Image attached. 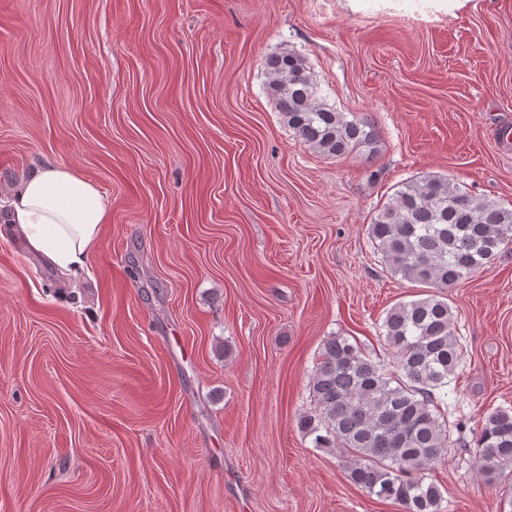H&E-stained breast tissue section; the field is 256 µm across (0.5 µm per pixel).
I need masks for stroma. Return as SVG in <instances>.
Here are the masks:
<instances>
[{
	"mask_svg": "<svg viewBox=\"0 0 512 512\" xmlns=\"http://www.w3.org/2000/svg\"><path fill=\"white\" fill-rule=\"evenodd\" d=\"M302 56L374 152L301 143L262 62ZM512 0H0V203L78 170L111 221L79 274L18 254L0 206V512H400L299 426L325 341L391 362L427 286L370 241L402 182L512 205ZM464 354L428 473L441 512H512L476 472L512 405V246L447 291Z\"/></svg>",
	"mask_w": 512,
	"mask_h": 512,
	"instance_id": "35a3bbf8",
	"label": "stroma"
}]
</instances>
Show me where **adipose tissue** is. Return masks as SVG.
Instances as JSON below:
<instances>
[{
  "mask_svg": "<svg viewBox=\"0 0 512 512\" xmlns=\"http://www.w3.org/2000/svg\"><path fill=\"white\" fill-rule=\"evenodd\" d=\"M11 220L28 245L56 267L85 266L110 221L106 196L74 169L57 164L36 167L15 188Z\"/></svg>",
  "mask_w": 512,
  "mask_h": 512,
  "instance_id": "ef3b65f1",
  "label": "adipose tissue"
}]
</instances>
